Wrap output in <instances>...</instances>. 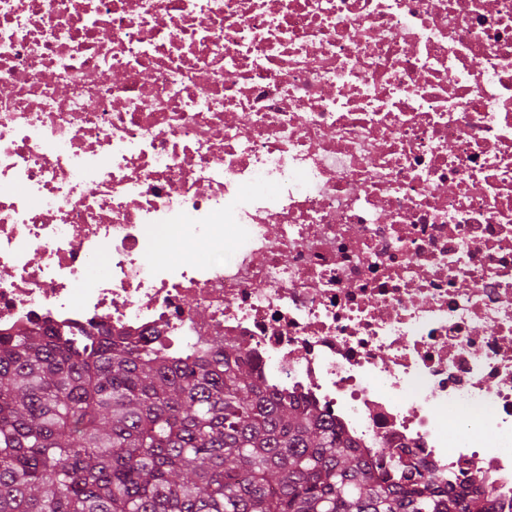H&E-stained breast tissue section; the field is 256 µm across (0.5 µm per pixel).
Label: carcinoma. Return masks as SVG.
I'll list each match as a JSON object with an SVG mask.
<instances>
[{
    "label": "carcinoma",
    "mask_w": 512,
    "mask_h": 512,
    "mask_svg": "<svg viewBox=\"0 0 512 512\" xmlns=\"http://www.w3.org/2000/svg\"><path fill=\"white\" fill-rule=\"evenodd\" d=\"M268 390L221 340L168 356L128 336L0 337V512H468Z\"/></svg>",
    "instance_id": "obj_1"
}]
</instances>
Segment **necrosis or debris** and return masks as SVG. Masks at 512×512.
<instances>
[{
  "label": "necrosis or debris",
  "instance_id": "1",
  "mask_svg": "<svg viewBox=\"0 0 512 512\" xmlns=\"http://www.w3.org/2000/svg\"><path fill=\"white\" fill-rule=\"evenodd\" d=\"M34 327L222 339L512 512V0H0V335Z\"/></svg>",
  "mask_w": 512,
  "mask_h": 512
}]
</instances>
